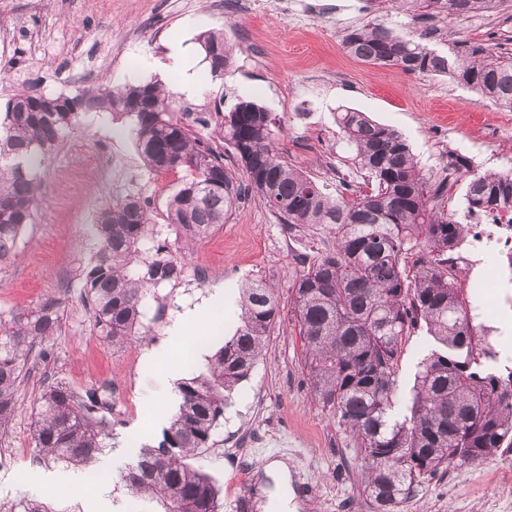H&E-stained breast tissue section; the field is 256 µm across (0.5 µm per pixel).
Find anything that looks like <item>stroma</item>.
I'll list each match as a JSON object with an SVG mask.
<instances>
[{"label":"stroma","instance_id":"stroma-1","mask_svg":"<svg viewBox=\"0 0 512 512\" xmlns=\"http://www.w3.org/2000/svg\"><path fill=\"white\" fill-rule=\"evenodd\" d=\"M348 22L321 14L293 20L287 10L256 16L233 0H0V107L17 91L58 94L74 91L71 73L92 69L113 85L158 82L173 94L174 112L205 113L195 125L204 138H217L216 113L250 100L279 122L281 158L335 193L339 180L364 188L367 173L340 133L335 115L350 108L391 126L405 138L423 175L443 177L450 153L471 160L473 172L512 169V111L502 109L447 76L408 74L370 65L342 47L345 34L371 22L406 37H424L429 48L447 52L451 42H481L496 53H512V0L493 16L425 19L391 0H353ZM223 33L235 49L233 67L211 78L201 33ZM186 47L197 63L202 93L178 91L177 68L157 73L145 60L166 58L172 45ZM138 60L128 68L125 52ZM42 205L18 242V257L0 265V319L46 298L59 300L62 328L49 343L50 355L23 383L19 409L0 449H13L0 464V505L22 499L54 503L58 512H128L130 494L119 473L131 461L128 440L151 443L163 427L156 415L172 417L178 406L164 367L147 364L142 347H112L97 334L85 307L81 271L95 257L93 224L113 198L135 194L148 200L162 236L184 267L171 291L156 341L167 342L180 359L186 340L168 327L185 310L201 306L192 331L214 352L239 324V294L246 282L273 288L281 317L262 358L224 410L213 448L193 461L221 489L219 512H272L262 479L274 460L287 463L297 512H353L365 507L358 461L336 420L315 403L306 382L301 341L293 317L295 277L303 269L280 243L283 226L265 202L251 195L214 237L183 246L167 231L166 202L177 189V174H149L138 156L131 124H103L90 114L73 138L38 172ZM208 276H200L204 264ZM229 292L223 307L207 308L217 289ZM58 380L84 391H120L111 412L112 446L106 454L116 471L104 486L83 484L45 490L52 469L37 463L31 447L32 418L45 381ZM403 512H512V448H502L476 466H450L424 482Z\"/></svg>","mask_w":512,"mask_h":512}]
</instances>
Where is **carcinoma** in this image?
Returning <instances> with one entry per match:
<instances>
[{"label":"carcinoma","mask_w":512,"mask_h":512,"mask_svg":"<svg viewBox=\"0 0 512 512\" xmlns=\"http://www.w3.org/2000/svg\"><path fill=\"white\" fill-rule=\"evenodd\" d=\"M422 15L487 14L504 0H396ZM210 76L231 67L224 33L198 38ZM347 53L409 74L447 75L512 110V57L483 44L454 43L437 53L381 23L348 31ZM107 112L133 122L135 146L148 171L181 174L166 204V227L195 241L227 223L246 197L258 195L290 226L320 225L333 248L312 258L293 283L294 317L315 402L336 417L353 441L373 512H401L424 480L450 465L483 462L512 448V367L491 366L499 352L475 322V307L448 262L467 227L436 200L448 180L431 184L417 168L405 139L365 113L336 116L371 188L330 197L325 189L278 156L275 125L253 102L236 103L221 118L219 138L245 181L224 165V153L199 138L171 112V95L156 82L113 86L101 77L73 94L20 91L0 118V262L17 256L18 239L34 222L40 187L30 170L74 136L85 115ZM449 164L468 176L469 211L512 208V170L473 174L454 154ZM100 247L82 271L84 302L102 340L112 346L145 341L149 301L183 278V267L159 241L161 230L141 197L112 200L97 217ZM233 336L208 359L206 370L177 386L178 411L156 446L143 445L120 480L132 512L154 501L160 512H219L214 479L189 459L214 444L224 408L248 380L280 318L274 290L259 280L242 289ZM56 300L0 321V430L15 418L18 392L31 363L49 355L47 343L62 328ZM424 324L436 348L417 366L402 398L397 364L407 336ZM110 402L104 390L78 392L64 382L42 390L33 421L39 463L89 467L111 447ZM9 512H52L44 501L21 500Z\"/></svg>","instance_id":"cac0c4a2"}]
</instances>
